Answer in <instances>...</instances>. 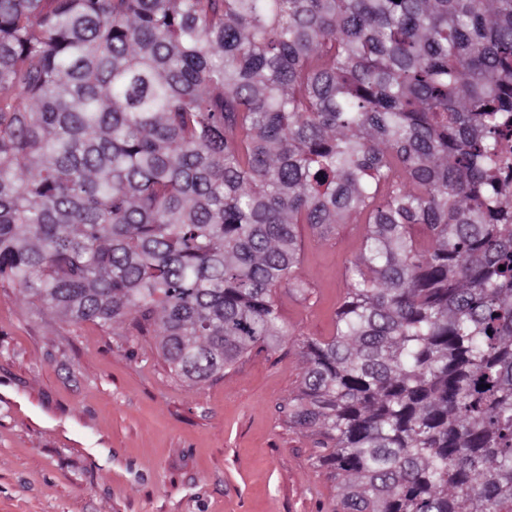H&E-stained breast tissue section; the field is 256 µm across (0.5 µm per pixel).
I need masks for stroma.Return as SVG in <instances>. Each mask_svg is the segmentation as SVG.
<instances>
[{"mask_svg": "<svg viewBox=\"0 0 512 512\" xmlns=\"http://www.w3.org/2000/svg\"><path fill=\"white\" fill-rule=\"evenodd\" d=\"M363 233L300 225L307 289L275 297L288 338L199 384L131 322L70 324L0 285V512H336L338 481L287 409Z\"/></svg>", "mask_w": 512, "mask_h": 512, "instance_id": "35a3bbf8", "label": "stroma"}]
</instances>
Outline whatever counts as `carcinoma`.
I'll use <instances>...</instances> for the list:
<instances>
[{
  "label": "carcinoma",
  "mask_w": 512,
  "mask_h": 512,
  "mask_svg": "<svg viewBox=\"0 0 512 512\" xmlns=\"http://www.w3.org/2000/svg\"><path fill=\"white\" fill-rule=\"evenodd\" d=\"M511 130L512 0H0V283L201 383L362 224L288 423L341 512H512Z\"/></svg>",
  "instance_id": "1"
}]
</instances>
